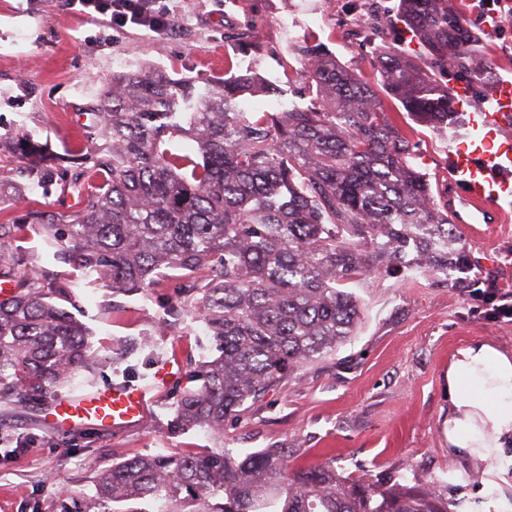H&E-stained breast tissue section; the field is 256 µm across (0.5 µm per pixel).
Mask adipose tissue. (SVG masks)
<instances>
[{"label":"adipose tissue","instance_id":"adipose-tissue-1","mask_svg":"<svg viewBox=\"0 0 512 512\" xmlns=\"http://www.w3.org/2000/svg\"><path fill=\"white\" fill-rule=\"evenodd\" d=\"M448 453L487 464L482 488L494 503L512 488V471L502 465L512 445V349L475 339L458 348L448 363Z\"/></svg>","mask_w":512,"mask_h":512}]
</instances>
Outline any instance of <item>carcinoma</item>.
<instances>
[{
    "instance_id": "carcinoma-1",
    "label": "carcinoma",
    "mask_w": 512,
    "mask_h": 512,
    "mask_svg": "<svg viewBox=\"0 0 512 512\" xmlns=\"http://www.w3.org/2000/svg\"><path fill=\"white\" fill-rule=\"evenodd\" d=\"M405 23L426 47L419 65L378 61L387 91L422 123L448 126L454 83L481 93L490 73L479 41L458 26L453 0H401ZM316 109L239 112L259 85L251 74L211 81L167 72H120L102 100L112 152L81 161L74 183L92 191L45 219L46 237L112 291H142L176 273L212 340L181 397L175 428L217 441L224 422L285 376L332 354L361 319L352 286L395 265L448 278L467 257L409 142L369 85L336 60L304 49ZM196 143L179 152L173 142ZM0 300V405L45 404L95 356L86 326L64 306L71 289L33 262L14 259ZM0 271V276L5 274ZM104 503L146 502L153 512H448L418 478L382 487L352 479L334 461L288 469V449L134 458L102 474Z\"/></svg>"
}]
</instances>
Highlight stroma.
Segmentation results:
<instances>
[{
  "mask_svg": "<svg viewBox=\"0 0 512 512\" xmlns=\"http://www.w3.org/2000/svg\"><path fill=\"white\" fill-rule=\"evenodd\" d=\"M172 25L158 34L136 25L107 28L67 12L61 0H0V224L20 234L0 257L36 259L51 280L73 286V314L91 333L100 356L93 371L60 387L75 395L114 381L142 382L163 360L178 362L179 378L151 406L146 420L117 430L58 431L41 410L0 409V512H64L90 505L97 477L113 465L158 453L202 454L215 448L201 429L174 432L180 393L208 352V339L182 309L181 280L168 277L136 294L116 295L111 283L89 281L59 255L29 212L73 204L70 159L109 148L89 138L92 112L117 72L155 67L205 83L215 77L258 75L276 87L247 95L243 112H276L281 103L317 105L303 46H313L366 81L410 142L409 160L440 194L449 156L480 147L486 95L466 97L453 132H438L408 115L386 91L377 69L387 51L423 62L426 51L399 14V0H163ZM479 38L494 83L512 82V24L488 29L486 14L512 11V0H456ZM30 136L42 148L30 164L11 146ZM459 233L477 270L512 291V223L477 224ZM363 319L334 354L305 365L224 424V445L237 451L285 448L294 464L330 460L354 479L417 476L431 483L448 512H478L482 468L449 477L448 362L456 349L481 338L512 348V322L472 317L467 289L402 267L362 281Z\"/></svg>",
  "mask_w": 512,
  "mask_h": 512,
  "instance_id": "1",
  "label": "stroma"
}]
</instances>
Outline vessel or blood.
<instances>
[{"mask_svg": "<svg viewBox=\"0 0 512 512\" xmlns=\"http://www.w3.org/2000/svg\"><path fill=\"white\" fill-rule=\"evenodd\" d=\"M512 170L495 155L473 153L450 157L448 214L457 224H508L512 222ZM173 364L163 363L151 383L130 386L121 382L73 396L48 399L42 418L53 429L76 426L124 428L141 422L157 397L159 387L177 379Z\"/></svg>", "mask_w": 512, "mask_h": 512, "instance_id": "obj_1", "label": "vessel or blood"}]
</instances>
